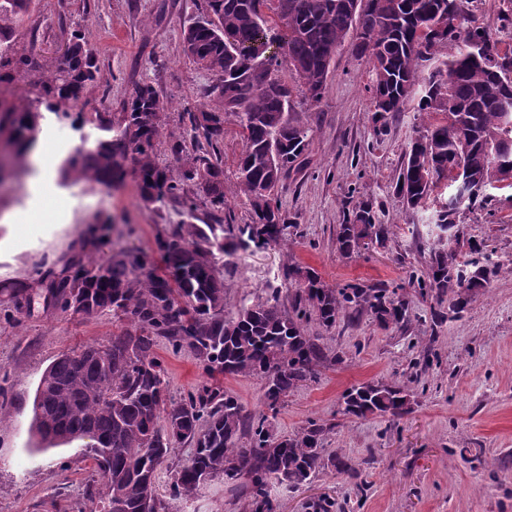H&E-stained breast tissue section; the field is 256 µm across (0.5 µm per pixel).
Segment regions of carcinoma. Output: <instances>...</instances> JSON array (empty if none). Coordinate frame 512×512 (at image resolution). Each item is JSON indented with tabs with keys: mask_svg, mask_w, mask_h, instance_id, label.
Here are the masks:
<instances>
[{
	"mask_svg": "<svg viewBox=\"0 0 512 512\" xmlns=\"http://www.w3.org/2000/svg\"><path fill=\"white\" fill-rule=\"evenodd\" d=\"M27 4L0 0V85L30 74L36 42L16 47L8 26ZM348 40L372 65L369 92L378 131L416 94L418 109L437 116L409 143L394 186L409 210L424 207L440 183L452 188L435 209L440 236L417 278L419 293L448 302L440 319H457L500 273L479 246L463 251L450 245L451 238L466 236L462 210L486 202L491 189L512 188V103H504L512 99V51L501 49L486 28L468 23L464 0H204L183 25L182 48L218 82L209 92L211 104L182 115L195 144L178 173L157 161L167 103L149 84L137 86L121 112L77 115L101 135L58 169L64 183L86 179L105 188L131 175L144 209L158 214L173 207L182 217L161 225L157 256L114 249L98 260L94 254L111 243L113 228L112 216L100 213L82 235V257L38 280L46 305L85 317L110 313L121 323L106 342L61 354L33 400L32 429L46 446L90 439L96 478L86 497L106 503V512H172V503L215 480L239 492L238 512H276L275 486L297 488L325 469H352L324 448V425L311 421L294 435L278 436L270 420L293 389L316 378L318 367L343 362L310 335V320L329 330L343 318L367 314L383 329L402 328L408 323L405 295L385 283L332 288L316 270L297 266L285 272L288 304L276 290L232 317L224 314L230 268L224 257L241 246L280 244L294 227L278 187L302 169L310 135L292 115L293 91L320 102L331 64ZM68 44L63 61L30 79L34 98L16 103L0 96V133L20 160L37 144L38 105H74L101 79L84 31L72 30ZM434 60L419 82L420 68ZM231 118L242 142L236 173L250 206L249 224L224 223L218 144ZM192 185L204 187L203 202L190 194ZM392 234V226L376 223L373 207L363 205L339 225L337 249L350 257L367 240L385 247ZM161 341L174 351L190 350L207 376L180 399L168 393L166 367L156 352ZM220 376L260 378L267 412L244 413L218 383ZM410 401L407 386L373 380L346 390L341 413L398 418L409 412ZM186 443L195 452L172 470L165 498L158 471Z\"/></svg>",
	"mask_w": 512,
	"mask_h": 512,
	"instance_id": "cac0c4a2",
	"label": "carcinoma"
}]
</instances>
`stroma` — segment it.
Listing matches in <instances>:
<instances>
[{"mask_svg": "<svg viewBox=\"0 0 512 512\" xmlns=\"http://www.w3.org/2000/svg\"><path fill=\"white\" fill-rule=\"evenodd\" d=\"M512 0H467L465 11L501 48H512ZM201 0H30L14 18L16 46L36 43L34 70L56 65L73 28L85 30L95 51L101 81L76 105L86 115L121 111L141 82H152L169 103L165 134L189 139L181 115L208 103L217 78L188 59L181 26ZM367 57L342 48L330 67L323 98H295L301 124L312 129L307 164L279 190L283 209L295 224L286 244L238 250L234 272L224 279V312L266 298L280 287L286 268L311 267L335 288L349 283H386L403 288L409 300V328L382 329L365 315L326 330L307 325L343 363L319 367L314 381L294 389L272 426L293 435L309 421L327 425L325 446L355 465L353 477L326 470L311 484L275 488L279 512H308L309 500L324 496L332 512H512V189L492 191L485 207L463 216L466 234L485 242L490 265L501 266L490 293L479 296L458 319L434 324L440 306L414 286L425 268L430 239L428 210L406 209L394 193L405 149L434 122L409 102L375 134L371 120ZM72 121L46 114L37 141L50 169L73 153L81 134ZM242 148L235 123L224 126V196L233 223L250 214L234 175ZM16 177L0 185V512H74L93 477L83 442L48 450L30 432L32 401L46 368L62 353L107 340L118 327L111 315L87 318L45 308L34 298L30 310L15 312L6 288L34 282L48 268L62 269L74 244L96 213L133 225L121 243L153 252L156 214L143 209L134 178L116 189L47 178L41 196L32 193L37 175L31 161L15 164ZM370 204L375 220L394 227L383 248L341 257L336 233L345 215ZM169 392L182 397L206 376L189 350L157 348ZM373 379L395 380L413 393L411 410L399 419L348 418L341 414L348 388ZM234 491L207 484L175 512H237Z\"/></svg>", "mask_w": 512, "mask_h": 512, "instance_id": "stroma-1", "label": "stroma"}]
</instances>
